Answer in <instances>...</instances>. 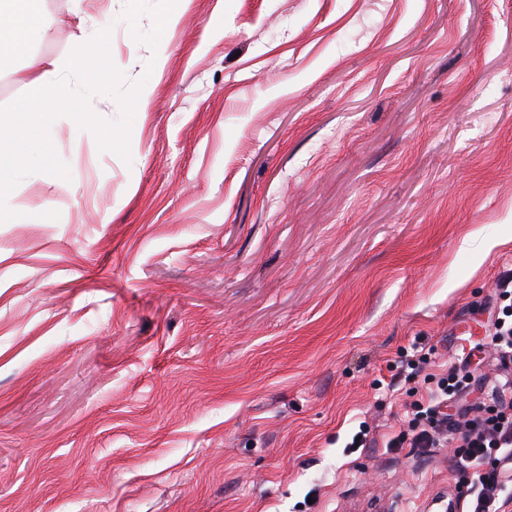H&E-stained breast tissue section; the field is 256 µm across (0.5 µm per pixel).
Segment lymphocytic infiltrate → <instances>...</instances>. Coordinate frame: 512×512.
<instances>
[{
	"mask_svg": "<svg viewBox=\"0 0 512 512\" xmlns=\"http://www.w3.org/2000/svg\"><path fill=\"white\" fill-rule=\"evenodd\" d=\"M501 296L507 304L491 335L499 372L486 384L477 415L467 420L449 419V399L469 385L468 374L452 368L438 380L428 403H411L409 435H398L389 442L393 448L457 444L456 466L466 487L467 512H499L508 484L504 466L512 462V290L502 291Z\"/></svg>",
	"mask_w": 512,
	"mask_h": 512,
	"instance_id": "obj_1",
	"label": "lymphocytic infiltrate"
}]
</instances>
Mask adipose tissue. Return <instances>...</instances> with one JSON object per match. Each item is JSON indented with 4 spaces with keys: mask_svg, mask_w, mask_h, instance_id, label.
Masks as SVG:
<instances>
[{
    "mask_svg": "<svg viewBox=\"0 0 512 512\" xmlns=\"http://www.w3.org/2000/svg\"><path fill=\"white\" fill-rule=\"evenodd\" d=\"M44 0H0V53L19 58L29 53L45 35ZM77 75L84 86L101 91L117 77L111 67L99 65L94 56L77 50L69 59L45 58L25 80L30 107L24 122L37 130L49 118L42 107L50 99H69L73 93L65 81L66 73ZM29 148L26 137L16 135L13 116L0 113V200L8 195L10 171Z\"/></svg>",
    "mask_w": 512,
    "mask_h": 512,
    "instance_id": "ef3b65f1",
    "label": "adipose tissue"
}]
</instances>
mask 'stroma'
I'll use <instances>...</instances> for the list:
<instances>
[{"label": "stroma", "instance_id": "obj_1", "mask_svg": "<svg viewBox=\"0 0 512 512\" xmlns=\"http://www.w3.org/2000/svg\"><path fill=\"white\" fill-rule=\"evenodd\" d=\"M168 4L0 65L22 112L100 25L118 74L0 218V512H448L453 449L386 443L512 274V0Z\"/></svg>", "mask_w": 512, "mask_h": 512}]
</instances>
